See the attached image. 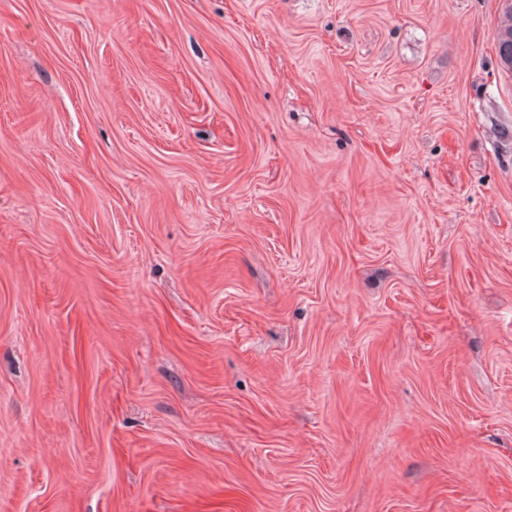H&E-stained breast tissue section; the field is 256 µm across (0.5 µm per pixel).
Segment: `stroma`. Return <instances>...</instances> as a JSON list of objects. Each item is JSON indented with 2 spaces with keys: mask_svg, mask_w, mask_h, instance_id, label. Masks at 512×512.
<instances>
[{
  "mask_svg": "<svg viewBox=\"0 0 512 512\" xmlns=\"http://www.w3.org/2000/svg\"><path fill=\"white\" fill-rule=\"evenodd\" d=\"M502 0H0V512H512Z\"/></svg>",
  "mask_w": 512,
  "mask_h": 512,
  "instance_id": "obj_1",
  "label": "stroma"
}]
</instances>
